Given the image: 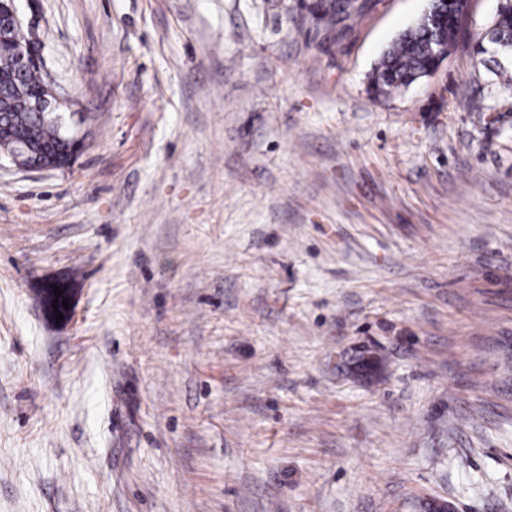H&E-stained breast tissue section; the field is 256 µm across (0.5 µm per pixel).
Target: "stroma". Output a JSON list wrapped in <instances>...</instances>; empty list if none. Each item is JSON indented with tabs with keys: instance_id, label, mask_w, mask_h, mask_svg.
Returning a JSON list of instances; mask_svg holds the SVG:
<instances>
[{
	"instance_id": "stroma-1",
	"label": "stroma",
	"mask_w": 512,
	"mask_h": 512,
	"mask_svg": "<svg viewBox=\"0 0 512 512\" xmlns=\"http://www.w3.org/2000/svg\"><path fill=\"white\" fill-rule=\"evenodd\" d=\"M311 2L19 0L85 145L0 162V512H512L499 0L388 97L430 0ZM347 2L348 5L345 6L342 0H319L315 5L318 13L317 19L321 21L326 28H333L343 19L342 16L344 14L347 17L351 13L357 12L364 7L362 4L357 6L356 3L353 4L352 1ZM53 285H57L62 290V296L56 298L55 292L53 289ZM39 300L43 306L44 311L50 317L56 319L55 310L53 305H57V309L60 313L63 314L64 320H70L72 317V310L70 307L71 302V288L65 281H57L47 285L45 288H42L38 293ZM63 298H68V309H64L62 305ZM58 300L57 304H54V301Z\"/></svg>"
}]
</instances>
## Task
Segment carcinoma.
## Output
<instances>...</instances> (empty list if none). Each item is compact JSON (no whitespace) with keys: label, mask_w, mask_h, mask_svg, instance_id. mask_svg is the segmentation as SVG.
Instances as JSON below:
<instances>
[{"label":"carcinoma","mask_w":512,"mask_h":512,"mask_svg":"<svg viewBox=\"0 0 512 512\" xmlns=\"http://www.w3.org/2000/svg\"><path fill=\"white\" fill-rule=\"evenodd\" d=\"M317 19L327 28H333L342 16L359 10V6L343 0H318L315 5ZM466 10L465 0H439L432 22L404 30L383 54L371 76L374 92L387 96L407 86L427 70L436 67L438 57H447L457 44ZM497 49L502 56L512 58V0H503L497 12ZM15 81L12 60L7 54L0 56V157H4L23 144L36 146L43 154L32 157L35 162L52 160L56 167H64L69 155L71 138L65 127L54 119V115L34 112H16V98L12 91ZM27 87L41 88L48 85L47 75L40 67L26 70L21 76ZM62 290V297L55 296L53 286ZM44 311L50 317L63 314L72 317V310L63 308L62 301L71 298V288L64 281L47 285L38 293Z\"/></svg>","instance_id":"cac0c4a2"}]
</instances>
